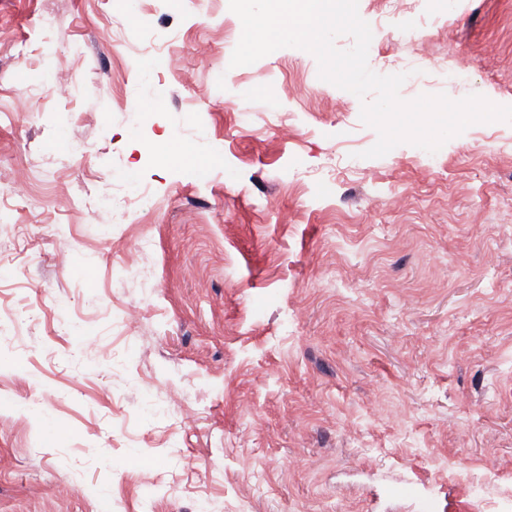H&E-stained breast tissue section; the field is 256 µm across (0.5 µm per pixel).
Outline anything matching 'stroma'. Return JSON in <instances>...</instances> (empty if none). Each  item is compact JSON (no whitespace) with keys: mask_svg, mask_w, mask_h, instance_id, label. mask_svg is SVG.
I'll list each match as a JSON object with an SVG mask.
<instances>
[{"mask_svg":"<svg viewBox=\"0 0 512 512\" xmlns=\"http://www.w3.org/2000/svg\"><path fill=\"white\" fill-rule=\"evenodd\" d=\"M433 8L358 0L370 69L512 106V0H453L417 41ZM241 33L229 0H0V512H418L403 485L475 512L472 480L512 488V122L365 159L360 100L307 51L225 74ZM147 39L185 73L145 68ZM165 137L217 171L161 164Z\"/></svg>","mask_w":512,"mask_h":512,"instance_id":"stroma-1","label":"stroma"}]
</instances>
